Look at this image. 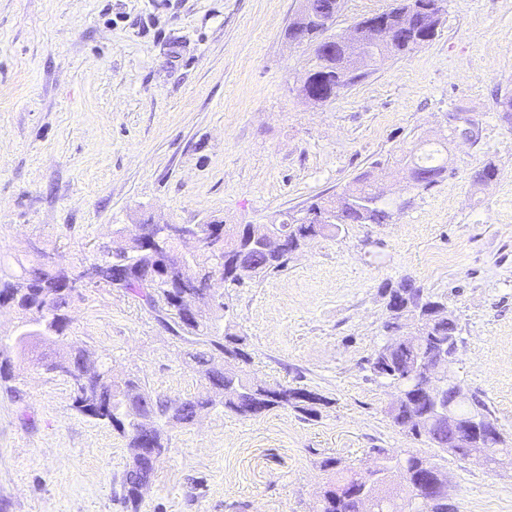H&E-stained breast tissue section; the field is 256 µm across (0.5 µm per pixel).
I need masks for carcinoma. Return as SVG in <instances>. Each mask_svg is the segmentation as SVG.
Masks as SVG:
<instances>
[{"label":"carcinoma","mask_w":512,"mask_h":512,"mask_svg":"<svg viewBox=\"0 0 512 512\" xmlns=\"http://www.w3.org/2000/svg\"><path fill=\"white\" fill-rule=\"evenodd\" d=\"M412 0H397L394 7L381 12L389 26H394L408 14ZM310 41L317 42L315 62L305 78L304 91L316 97L319 102L336 99V85L341 71L347 69L348 49L334 42L324 41V31L311 20L306 26ZM407 163L421 171L418 185L424 189L442 178L445 164L435 163L432 153ZM372 193L367 179H358L347 186L336 201L341 207L333 214L331 224H286L288 246L305 236L334 235L350 224H389L394 210L383 200L371 207L357 208L361 198ZM253 225L235 224L231 229L230 240L238 241L237 247L224 249L214 259V264L223 272L231 273L239 266L249 270L243 281L233 277L227 286L240 288L284 270L288 265V253L272 257L264 251L243 248ZM159 260L148 254L133 252L126 256L112 254L106 247L101 259L92 262L98 269L99 282L120 289L142 300L157 313L158 321L179 340L193 346L190 358L204 368L209 383L206 394L189 399H171L153 396L135 379L117 381L112 377V368L102 375L100 381L89 387H72L73 404L77 411L108 423L128 436L129 459L124 470L123 503L138 506V489L150 483L155 468L139 463L136 449L165 448L162 427L169 424L188 425L193 422L198 411L224 407L225 410L242 417H252L275 407H292L307 417L317 415L316 405L321 402L317 394L292 388L281 383L260 385L250 381L244 374L242 365L251 361L246 350L245 339L232 332L231 320L227 319L229 307L224 299L203 316L198 325H181L177 317L186 315L185 301L193 297L206 298L209 288L210 271L199 273L184 272L182 277L189 284L187 288H167L162 277L148 276ZM77 275V271L66 267L46 268L36 264L20 275L0 278V298L20 292L19 314L25 331L20 335V343L26 346L55 345L60 337L55 332L68 329L72 317L68 308L72 293L59 287V283ZM388 299H397L401 305L413 309L436 308L439 313L426 322L424 335L427 336L424 354L447 355L454 359L456 347L448 346V340L459 339L458 326L452 312L445 303L424 294L421 287L409 279H403L386 291ZM387 339L368 359L372 375L389 383L405 385L408 403L392 405L388 414L394 425L400 427L415 439L425 438L440 451L462 457L470 452L456 443L453 425L448 421H434L417 431L408 425L414 412L430 414L435 403L423 392L413 376L415 362L419 357L414 350L396 341L398 322L391 319L383 325ZM224 358V368L212 367L214 358ZM455 419L466 422L481 417L493 419V415L482 395L474 392L470 405L454 406ZM381 455L378 461V477L373 491L383 501L381 512H450L448 491H431L427 483L431 478L424 466L440 468V464L430 458L407 453L403 458L406 467L405 495L398 501L390 502L391 491L388 477L392 472V457L384 448L376 449ZM323 466L335 471L336 480L325 490L318 500L314 512H364L360 485L357 484L358 470L352 464L329 457Z\"/></svg>","instance_id":"1"}]
</instances>
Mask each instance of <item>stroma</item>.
<instances>
[{"label": "stroma", "instance_id": "1", "mask_svg": "<svg viewBox=\"0 0 512 512\" xmlns=\"http://www.w3.org/2000/svg\"><path fill=\"white\" fill-rule=\"evenodd\" d=\"M301 0H0V269L36 249L79 268L113 233L174 224H266L363 174L397 210L291 255L282 273L228 288L233 330L261 384L304 387L316 417L217 407L166 426L169 448L138 512H312L324 459L436 455L396 427L368 359L386 340L385 288L404 278L447 304L453 366L512 440V0H444L437 35L386 58L327 103L299 97L313 47L284 31ZM479 123L453 137L448 116ZM446 141L447 173L414 188L400 159ZM493 163L498 177L473 180ZM61 351L152 394L206 392L204 374L141 299L104 284L70 304ZM38 354L0 382V512H127V440L77 412ZM457 512H512V462L446 456Z\"/></svg>", "mask_w": 512, "mask_h": 512}]
</instances>
